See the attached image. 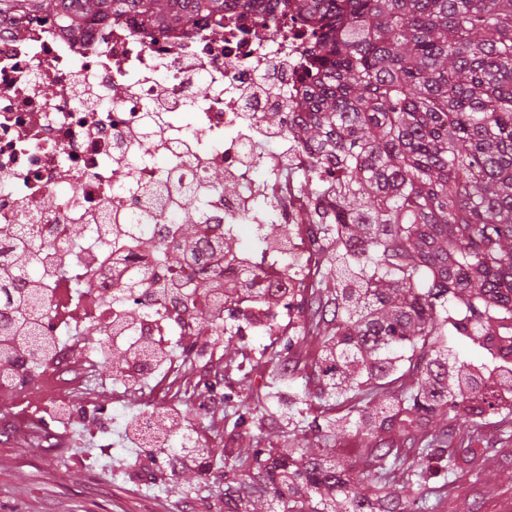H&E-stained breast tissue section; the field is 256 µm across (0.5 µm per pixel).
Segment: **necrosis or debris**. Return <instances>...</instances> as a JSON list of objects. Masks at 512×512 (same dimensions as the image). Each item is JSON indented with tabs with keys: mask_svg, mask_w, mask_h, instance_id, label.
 <instances>
[{
	"mask_svg": "<svg viewBox=\"0 0 512 512\" xmlns=\"http://www.w3.org/2000/svg\"><path fill=\"white\" fill-rule=\"evenodd\" d=\"M244 24L248 34L241 39L213 38L206 18L190 31L161 34L117 17L95 23L79 37L39 22L20 32L0 26V224L34 225L39 242L54 244L50 261L56 266L43 288L48 310L39 333L50 340L45 358L37 363L12 358L8 371H0V388L52 381L61 391L51 408L54 422L72 420L75 386L99 382L100 354L115 334L112 278L85 274L100 254L113 251L112 235L101 227L111 224L116 212L136 218L155 210L162 220L148 228L146 242L173 247L169 230L178 213L163 197L147 195L164 183L170 166L184 170L187 186L199 184L209 170L237 176L248 208H240L235 195H205L204 223L228 233L255 210L276 213L288 231L287 243L267 247L266 261L286 264L295 288L315 274L319 240L299 220L304 205L293 174H276L287 184V195L254 190L260 160L246 153L263 138L257 126L262 113L279 112L277 136L286 138L299 109L307 42L295 26L272 36L252 17ZM199 78L208 85L202 95L194 91ZM116 84L124 89L117 100L112 97ZM73 224L85 229L83 243L75 248L68 247L66 234ZM126 264L130 281L123 295L135 313L141 348L114 380L139 379L138 432L149 445L156 423L169 415L156 406L147 386L160 362L150 342L160 324L177 328L188 316L141 289V281L167 276L161 262L151 258L143 264L130 256ZM60 290L80 300L88 317L102 325L96 347L60 335L62 317L54 310Z\"/></svg>",
	"mask_w": 512,
	"mask_h": 512,
	"instance_id": "necrosis-or-debris-1",
	"label": "necrosis or debris"
}]
</instances>
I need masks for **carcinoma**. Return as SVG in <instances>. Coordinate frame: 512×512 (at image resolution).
I'll list each match as a JSON object with an SVG mask.
<instances>
[{"label":"carcinoma","instance_id":"obj_1","mask_svg":"<svg viewBox=\"0 0 512 512\" xmlns=\"http://www.w3.org/2000/svg\"><path fill=\"white\" fill-rule=\"evenodd\" d=\"M228 0H0V23L51 21L79 33L91 22L132 15L150 30L214 20L213 35L235 23ZM271 32L289 19L311 34L304 112L288 139L306 155L310 177L305 223L326 242L325 304L335 341L325 343L323 376L341 388L395 371L400 348L449 328L488 352L512 354V0H238ZM182 174L165 191L179 229L203 225L199 199L181 198ZM207 191L233 194L234 180L208 175ZM43 262L21 228L0 231V300L22 312L6 322L30 353L37 335ZM159 300H185L172 281L143 284ZM211 303L199 312L214 335L228 300L208 282L193 285ZM452 349L421 368L413 408L457 407L486 384L468 370L435 392ZM279 512H396L393 500L351 487L349 469L285 448H262L224 483V512H251L261 499Z\"/></svg>","mask_w":512,"mask_h":512}]
</instances>
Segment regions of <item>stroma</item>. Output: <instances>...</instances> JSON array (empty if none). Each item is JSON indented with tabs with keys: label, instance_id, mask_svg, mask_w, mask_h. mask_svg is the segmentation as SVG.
Masks as SVG:
<instances>
[{
	"label": "stroma",
	"instance_id": "35a3bbf8",
	"mask_svg": "<svg viewBox=\"0 0 512 512\" xmlns=\"http://www.w3.org/2000/svg\"><path fill=\"white\" fill-rule=\"evenodd\" d=\"M309 292L297 289L296 306L272 305L266 325L251 335L227 333L210 344L186 363L190 380L152 377L165 404L199 423L211 450L190 468L174 467L180 435L161 456L130 448L125 423L141 409L134 392L74 390L78 407L111 410L112 439H96L79 417L76 434L56 437L67 450L60 460L42 439L56 386L41 385L26 401L0 392V417L13 420L0 434V512H224L225 474L257 448L346 462L364 493L394 496L406 508L418 498L432 512H500L512 503V428L487 431L512 419V406L497 403L477 416L408 410L424 354L408 347L388 379L331 393L321 372L325 327L310 311ZM381 405L386 419L368 421ZM379 445L394 449L399 463L376 458ZM103 447L112 450L108 468L91 466L84 451ZM427 448L434 451L428 458Z\"/></svg>",
	"mask_w": 512,
	"mask_h": 512
}]
</instances>
